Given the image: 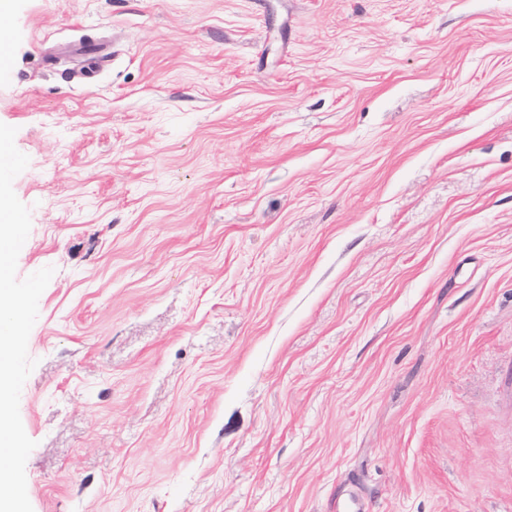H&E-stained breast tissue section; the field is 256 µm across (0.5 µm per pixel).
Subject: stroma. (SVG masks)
Masks as SVG:
<instances>
[{
    "instance_id": "1",
    "label": "stroma",
    "mask_w": 512,
    "mask_h": 512,
    "mask_svg": "<svg viewBox=\"0 0 512 512\" xmlns=\"http://www.w3.org/2000/svg\"><path fill=\"white\" fill-rule=\"evenodd\" d=\"M33 512H512V0H11Z\"/></svg>"
}]
</instances>
